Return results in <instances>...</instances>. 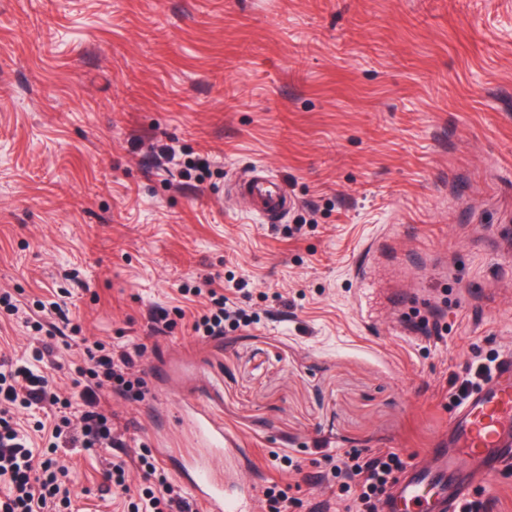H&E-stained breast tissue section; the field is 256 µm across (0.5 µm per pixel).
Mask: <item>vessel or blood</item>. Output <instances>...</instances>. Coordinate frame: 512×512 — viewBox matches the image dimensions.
Returning a JSON list of instances; mask_svg holds the SVG:
<instances>
[{"label": "vessel or blood", "instance_id": "1", "mask_svg": "<svg viewBox=\"0 0 512 512\" xmlns=\"http://www.w3.org/2000/svg\"><path fill=\"white\" fill-rule=\"evenodd\" d=\"M233 191L249 214L267 224L280 222L293 205L280 180L262 169L242 176ZM200 430L211 447L207 456L188 462V489L207 512H255L257 487L236 468L242 454L237 437L205 423ZM424 455L427 465L411 464L398 475L382 512H463L468 500L512 470L511 357L453 408L447 442ZM218 457L230 464L225 472L213 464Z\"/></svg>", "mask_w": 512, "mask_h": 512}]
</instances>
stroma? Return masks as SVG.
<instances>
[{
    "label": "stroma",
    "instance_id": "obj_1",
    "mask_svg": "<svg viewBox=\"0 0 512 512\" xmlns=\"http://www.w3.org/2000/svg\"><path fill=\"white\" fill-rule=\"evenodd\" d=\"M159 142L210 174L158 168ZM256 167L295 202L277 225L228 193ZM196 275L247 279L257 323L194 333ZM4 291L10 360L38 303L80 324L61 396L82 342L145 346L141 397L103 405L174 484L202 414L286 512H342L325 454L411 463L448 427L449 380L512 354V0H0ZM125 453L58 449L66 512H124L106 461Z\"/></svg>",
    "mask_w": 512,
    "mask_h": 512
}]
</instances>
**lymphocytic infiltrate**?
Wrapping results in <instances>:
<instances>
[{
    "instance_id": "1",
    "label": "lymphocytic infiltrate",
    "mask_w": 512,
    "mask_h": 512,
    "mask_svg": "<svg viewBox=\"0 0 512 512\" xmlns=\"http://www.w3.org/2000/svg\"><path fill=\"white\" fill-rule=\"evenodd\" d=\"M192 293L207 298L208 304L195 317L194 332L220 336L225 324H251L252 318L239 307L235 296L219 292L210 276L201 277ZM143 346L114 349L96 342L86 347L75 371L80 377L79 404L59 397L52 387V370L60 366L57 346L43 340L34 354V366H13L0 359V482L8 487L0 499V512H54L57 504L67 502L70 479L67 467L53 454L59 448H109L129 432L100 404L102 395L112 392L132 396ZM36 407L50 410L54 424L44 450L32 448L28 437L14 422L16 408ZM138 466L152 485L141 500L142 512H199L197 504L184 497L168 480L151 453L137 456ZM332 476L355 482L356 499L343 502V512H378V503L402 461L392 448L368 453L354 452L328 456Z\"/></svg>"
}]
</instances>
